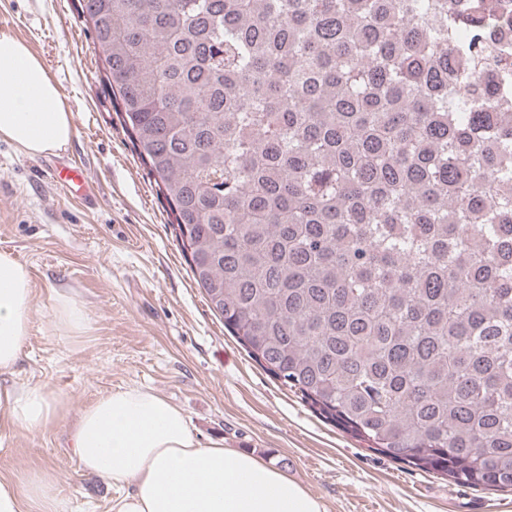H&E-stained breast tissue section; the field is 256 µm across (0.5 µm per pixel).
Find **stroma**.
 I'll use <instances>...</instances> for the list:
<instances>
[{
    "label": "stroma",
    "mask_w": 512,
    "mask_h": 512,
    "mask_svg": "<svg viewBox=\"0 0 512 512\" xmlns=\"http://www.w3.org/2000/svg\"><path fill=\"white\" fill-rule=\"evenodd\" d=\"M0 32L44 63L73 115L66 153L100 182L97 204H86L60 191L40 157L0 140V251L27 266L33 288L14 380L53 389L68 408L41 431L11 430L0 476L45 468L70 512H110L117 489L82 469L70 426L99 395L142 386L181 406L202 443L220 440L285 468L326 512H512L510 490L456 485L369 450L230 336L112 106L80 0H0ZM61 289L89 312L76 341L54 330L51 296Z\"/></svg>",
    "instance_id": "obj_1"
}]
</instances>
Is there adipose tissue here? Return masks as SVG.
<instances>
[{"label":"adipose tissue","instance_id":"ef3b65f1","mask_svg":"<svg viewBox=\"0 0 512 512\" xmlns=\"http://www.w3.org/2000/svg\"><path fill=\"white\" fill-rule=\"evenodd\" d=\"M74 132L48 70L18 39L0 33V139L28 155L65 149ZM33 300L29 271L0 252V375L14 374L28 337ZM59 335L85 331L89 316L71 292L53 297ZM12 427L36 432L62 413L60 395L43 385L0 388ZM71 448L83 468L120 486L111 512H326L284 470L258 456L201 443L179 406L143 387L113 390L74 421ZM49 470L0 479V512H67Z\"/></svg>","mask_w":512,"mask_h":512}]
</instances>
